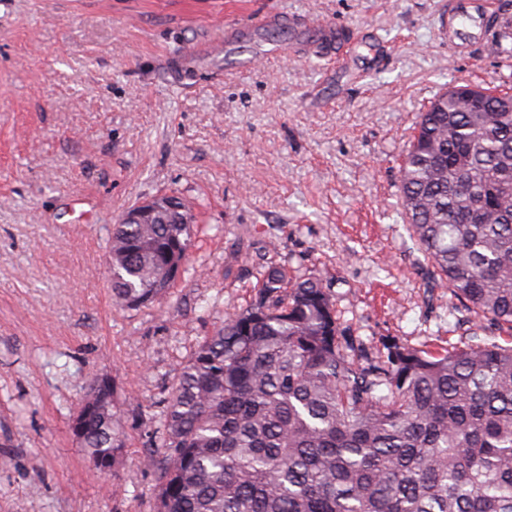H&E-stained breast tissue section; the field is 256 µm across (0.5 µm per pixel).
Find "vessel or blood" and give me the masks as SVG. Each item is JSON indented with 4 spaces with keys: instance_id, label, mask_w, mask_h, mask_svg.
Masks as SVG:
<instances>
[{
    "instance_id": "vessel-or-blood-1",
    "label": "vessel or blood",
    "mask_w": 512,
    "mask_h": 512,
    "mask_svg": "<svg viewBox=\"0 0 512 512\" xmlns=\"http://www.w3.org/2000/svg\"><path fill=\"white\" fill-rule=\"evenodd\" d=\"M444 26L456 53H471L481 40L501 54L512 53V11L500 0H448Z\"/></svg>"
}]
</instances>
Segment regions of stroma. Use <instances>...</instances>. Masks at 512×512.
<instances>
[{
	"label": "stroma",
	"instance_id": "obj_1",
	"mask_svg": "<svg viewBox=\"0 0 512 512\" xmlns=\"http://www.w3.org/2000/svg\"><path fill=\"white\" fill-rule=\"evenodd\" d=\"M448 0H0V512H154L141 461L197 340L253 296L260 258L331 284L368 347L453 348L470 313L399 212L402 155L430 101L512 86V57L453 54ZM279 18L287 55L258 26ZM346 27L326 62L294 24ZM251 67H243V60ZM166 192L192 206L195 270L117 306L112 226ZM95 373L126 417L95 473L71 419Z\"/></svg>",
	"mask_w": 512,
	"mask_h": 512
}]
</instances>
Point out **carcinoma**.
Here are the masks:
<instances>
[{
	"label": "carcinoma",
	"instance_id": "cac0c4a2",
	"mask_svg": "<svg viewBox=\"0 0 512 512\" xmlns=\"http://www.w3.org/2000/svg\"><path fill=\"white\" fill-rule=\"evenodd\" d=\"M453 91L419 114L403 155L405 223L474 317L463 345L431 352L343 327L330 286L265 262L252 301L179 364L144 465L156 512H512V93ZM150 224H115L112 297L138 310L166 295L172 258L195 246L181 203ZM105 374L79 410L89 464L122 463L123 416Z\"/></svg>",
	"mask_w": 512,
	"mask_h": 512
}]
</instances>
